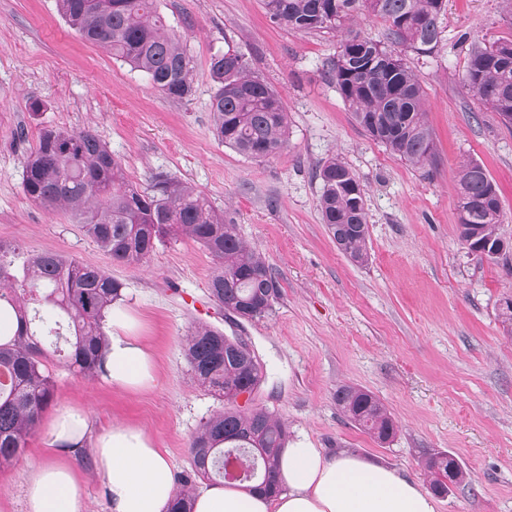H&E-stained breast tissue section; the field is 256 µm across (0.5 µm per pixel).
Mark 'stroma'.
Returning <instances> with one entry per match:
<instances>
[{"label": "stroma", "mask_w": 512, "mask_h": 512, "mask_svg": "<svg viewBox=\"0 0 512 512\" xmlns=\"http://www.w3.org/2000/svg\"><path fill=\"white\" fill-rule=\"evenodd\" d=\"M192 65L193 95L174 102L111 50L81 39L57 0H0V242L53 251L100 267L123 285L158 385L139 393L47 367L53 408L76 406L92 434L116 423L144 429L174 474L190 467L189 443L222 401L192 378L186 336L208 326L242 337L263 367L253 407L273 413L290 440L333 453L349 449L396 468L421 486L424 459L452 453L467 479L437 512H512V334L499 317L512 295V259L471 255L458 236L456 169L484 165L512 237V125L465 83L473 42L512 40L504 0H446L442 41L406 60L427 94L437 157L418 168L359 126L326 72L347 33H301L273 22L263 0H156ZM235 50L282 97L287 146L256 161L224 146L209 110L214 55ZM91 130L147 186L157 174L193 185L234 220L280 285L272 314L235 320L208 293L209 253L186 236L157 243L140 266L113 264L70 213L48 210L22 190L27 153L47 128ZM339 156L366 192L370 259L351 263L320 220L318 168ZM377 395L397 431L385 444L354 427L337 387ZM45 424L19 460L0 472V512H26L25 487L49 461ZM85 489L86 512H110L90 448L68 458Z\"/></svg>", "instance_id": "1"}]
</instances>
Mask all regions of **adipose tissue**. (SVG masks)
I'll return each mask as SVG.
<instances>
[{
  "label": "adipose tissue",
  "mask_w": 512,
  "mask_h": 512,
  "mask_svg": "<svg viewBox=\"0 0 512 512\" xmlns=\"http://www.w3.org/2000/svg\"><path fill=\"white\" fill-rule=\"evenodd\" d=\"M106 327L110 343L104 380L112 388L143 392L157 382L152 352L135 317L113 306ZM90 431L85 412L62 407L48 423L52 461L41 464L26 486L27 512H85V496L63 454L81 446ZM93 460L109 492L111 512H167L177 493L173 471L141 428L116 424L93 441ZM278 479L286 493L270 498L231 485L193 495V512H437L432 497L395 468L343 449L334 454L303 441L283 451Z\"/></svg>",
  "instance_id": "ef3b65f1"
}]
</instances>
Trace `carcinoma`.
<instances>
[{
	"mask_svg": "<svg viewBox=\"0 0 512 512\" xmlns=\"http://www.w3.org/2000/svg\"><path fill=\"white\" fill-rule=\"evenodd\" d=\"M446 0H263L267 16L302 33L335 31L367 11L386 23L388 40L406 52L434 54L441 42ZM59 11L85 41L143 72L166 98L182 102L193 92L191 61L169 32L155 0H58ZM336 88L355 122L392 154L413 166L435 156L426 121L425 91L400 55L358 33H348L328 64ZM216 87L210 112L224 145L254 160L279 153L288 142V112L280 95L245 55L227 51L210 62ZM467 86L485 106L512 122V40L472 46ZM319 212L337 249L357 264L369 259L366 192L338 158L318 170ZM461 241L500 235L502 206L485 167L474 161L457 170ZM25 196L46 208L63 209L112 262L139 266L156 243L184 235L201 244L215 262L211 299L231 312L259 320L272 311L279 283L265 257L243 241L236 225L188 183L166 175L142 189L131 183L121 160L90 131H42L22 170ZM122 297V284L105 270L56 252L25 253L0 244V310L14 313L16 329L0 338V471L26 448L54 395L45 360L64 352L67 367L83 378L103 373L109 346L106 316ZM193 378L215 396L251 388L263 376L260 363L240 345L207 326L185 340ZM336 405L363 432L381 442L396 431L391 412L372 392L354 385L336 389ZM288 430L269 412L243 411L234 403L202 422L189 444L191 470L169 512H192L186 486L195 479L221 482L224 454L253 456L252 484L271 496L282 493L274 477Z\"/></svg>",
	"mask_w": 512,
	"mask_h": 512,
	"instance_id": "obj_1",
	"label": "carcinoma"
}]
</instances>
